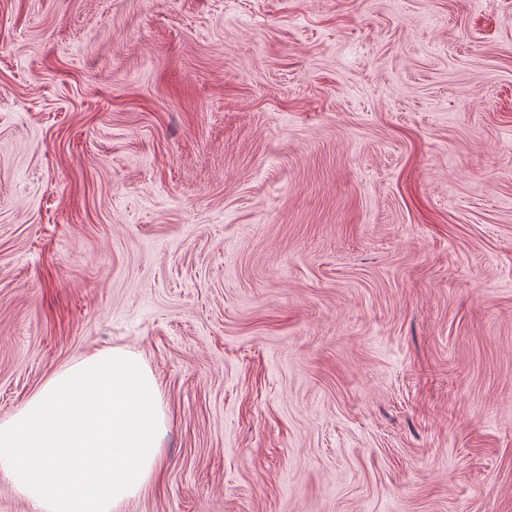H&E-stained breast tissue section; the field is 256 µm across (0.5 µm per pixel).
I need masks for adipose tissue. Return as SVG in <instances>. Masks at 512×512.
Instances as JSON below:
<instances>
[{"label": "adipose tissue", "instance_id": "obj_1", "mask_svg": "<svg viewBox=\"0 0 512 512\" xmlns=\"http://www.w3.org/2000/svg\"><path fill=\"white\" fill-rule=\"evenodd\" d=\"M160 384L130 350L95 351L0 422V477L30 512H123L158 473Z\"/></svg>", "mask_w": 512, "mask_h": 512}]
</instances>
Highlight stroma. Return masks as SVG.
Here are the masks:
<instances>
[{
	"label": "stroma",
	"instance_id": "35a3bbf8",
	"mask_svg": "<svg viewBox=\"0 0 512 512\" xmlns=\"http://www.w3.org/2000/svg\"><path fill=\"white\" fill-rule=\"evenodd\" d=\"M113 346L125 512H512V0H0V421Z\"/></svg>",
	"mask_w": 512,
	"mask_h": 512
}]
</instances>
